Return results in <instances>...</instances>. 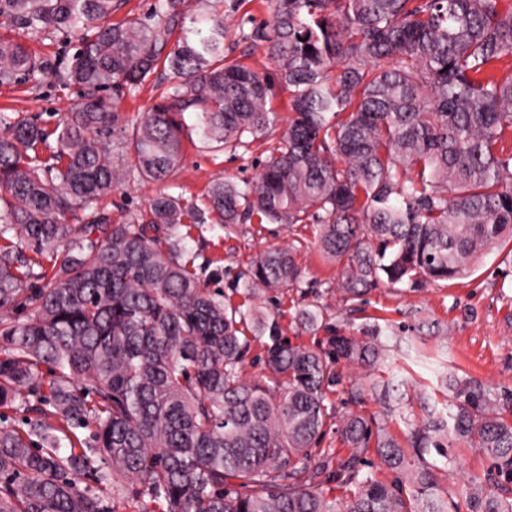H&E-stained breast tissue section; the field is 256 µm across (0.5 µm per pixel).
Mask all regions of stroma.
Here are the masks:
<instances>
[{"instance_id":"stroma-1","label":"stroma","mask_w":512,"mask_h":512,"mask_svg":"<svg viewBox=\"0 0 512 512\" xmlns=\"http://www.w3.org/2000/svg\"><path fill=\"white\" fill-rule=\"evenodd\" d=\"M228 60L248 65L261 73L271 72L263 44L243 39L237 27H229L224 39ZM78 101L74 88L60 84L52 74H39L23 83L0 84V110L41 116L55 125L60 115ZM274 141L254 144L244 155L207 151L185 143L178 171L164 183L130 179L112 190L102 201L112 222L124 221L130 212L145 208L159 191L202 199L209 183L228 177L251 180L270 156ZM224 236L219 224L193 230L186 242L188 254L218 257V276L203 272L204 282L214 288H229L233 273L246 268L258 252L295 244L302 268L301 288H285L267 304L279 317L285 335L295 343L315 347L325 343L330 332L359 336L369 326L381 329L390 368L406 379L404 399L394 413L374 395L355 402L350 398L353 384L369 379L367 370L342 366L344 380L331 397L338 414L359 413L388 420V429L406 444L410 429L421 424L425 413L421 399L431 396L444 401L447 371L489 391L501 407L512 413V241L483 253L469 275L449 283H429L412 290L408 285L379 284L366 302L348 301L340 293H327V283L337 282L341 269L327 262L315 243L312 226L288 231L275 224L244 225L230 248L218 251L214 244ZM318 303L323 307L324 325L311 331L297 320L299 308ZM440 490L457 503L459 512H469L463 488L475 477H484L489 464L478 449L459 443L449 458H437Z\"/></svg>"}]
</instances>
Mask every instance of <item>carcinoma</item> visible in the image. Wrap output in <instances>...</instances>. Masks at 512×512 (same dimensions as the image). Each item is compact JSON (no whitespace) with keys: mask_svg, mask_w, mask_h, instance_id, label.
<instances>
[{"mask_svg":"<svg viewBox=\"0 0 512 512\" xmlns=\"http://www.w3.org/2000/svg\"><path fill=\"white\" fill-rule=\"evenodd\" d=\"M158 2L148 23H113L115 0H0V27L78 36L57 74L82 99L53 128L0 112V409L31 413L23 429L0 427V512H108L110 493L146 498L150 512H456L427 459L455 441L512 483V420L455 375L456 411L411 431L409 447L351 413L336 420L348 454L310 467L334 418L335 365L382 363L379 334L285 341L256 297L301 287L293 245L250 260L237 303L201 282L184 247L201 224L224 225L226 239L245 224H314L348 301L383 279L415 289L465 276L512 239V154L497 150L512 132V8L271 0L269 24L248 34L265 43L270 76L224 59V0H196L188 27L185 0ZM161 64L174 83L149 111L124 116L99 96L134 90ZM46 70L0 38L1 84ZM278 84L290 93L282 132ZM191 130L211 151L278 146L254 181L216 180L201 203L163 192L112 223L103 198L127 178L170 179ZM29 304L25 319L8 316ZM298 320L317 329L323 309L306 305ZM256 341L271 385L245 377ZM368 391L399 404L394 378L358 384L351 399ZM89 424L87 438L74 431ZM371 455L392 482L362 472ZM331 481L356 491L339 503ZM466 496L471 512H512V497L480 484Z\"/></svg>","mask_w":512,"mask_h":512,"instance_id":"carcinoma-1","label":"carcinoma"}]
</instances>
